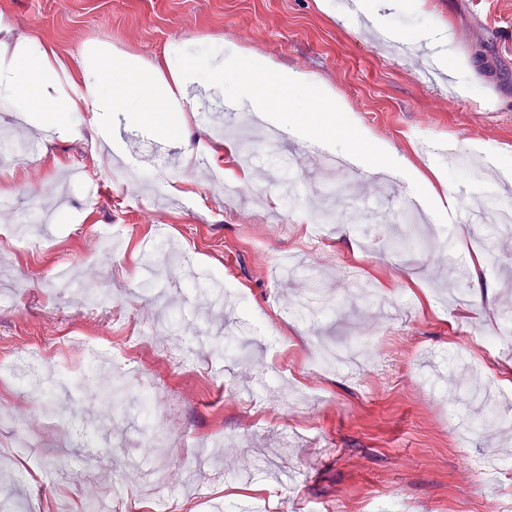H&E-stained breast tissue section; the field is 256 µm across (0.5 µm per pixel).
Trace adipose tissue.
<instances>
[{
  "label": "adipose tissue",
  "instance_id": "ef3b65f1",
  "mask_svg": "<svg viewBox=\"0 0 512 512\" xmlns=\"http://www.w3.org/2000/svg\"><path fill=\"white\" fill-rule=\"evenodd\" d=\"M356 9L371 27L387 31L396 42L417 44L447 33L445 24L437 18L431 19L427 29L418 34L391 29L374 0H357ZM195 73L206 75L210 83L223 87L225 99L248 100L261 120L295 138L323 140L332 114L349 110L343 98L309 73L292 70L284 75L262 58L246 59L233 54L222 70L214 72L188 58L177 70L167 71L156 65L144 72L129 63L102 56L94 72L86 71L77 77L64 67L52 47H40L30 55L20 47L0 45V100L23 104L53 122L66 121L75 113L88 112L96 117L120 112L129 124L168 135V125L154 122L153 116L169 111L173 87L183 86L188 76ZM278 92L284 93L290 102L307 107L310 117L298 124L272 113L270 105ZM339 148L349 154L367 150L369 155L383 160L385 169L405 174L427 200H438L441 190L447 187L444 168L432 166L421 170L361 126H354L351 140L340 143Z\"/></svg>",
  "mask_w": 512,
  "mask_h": 512
}]
</instances>
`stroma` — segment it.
Masks as SVG:
<instances>
[{
    "mask_svg": "<svg viewBox=\"0 0 512 512\" xmlns=\"http://www.w3.org/2000/svg\"><path fill=\"white\" fill-rule=\"evenodd\" d=\"M342 2L0 0V43L52 46L69 68L102 52L146 67L189 53L216 68L234 48L308 72L363 126L420 168H447L458 187L448 219L410 223L407 184L324 178L306 140L272 146L264 126L216 115L208 83L178 93L176 140L110 116L116 155L94 166L101 130L88 117L36 124L0 104V135L15 145L0 169V353L19 358L0 374V512H87L113 496L127 512H489L491 491L512 512V469L489 479L472 465L489 452L512 458V430L484 409L495 378L512 418V343L488 355L468 344L512 306V243L495 244L480 282L458 280V300L440 291L454 266L470 268L483 233L460 215L512 163V0L384 12L410 34L443 20L478 82L469 92L431 78L416 47L394 55ZM219 140L250 143L253 181L270 196L257 203L246 188L226 203L212 178L227 163ZM440 141L467 150L466 171L429 152ZM98 294L106 301L91 321L85 303ZM306 295L323 311L282 321ZM245 322L282 345L244 337L225 352ZM154 324L158 345L198 350L162 373L147 423L133 376L108 362L85 372L68 341L115 351L133 327ZM323 346L359 347L369 364L321 370L312 361ZM284 363L300 409L256 423L234 396ZM448 388L479 421L463 439L441 402ZM112 395L128 407L117 423L102 412ZM20 430L34 444L27 458L13 450ZM158 484L169 494L157 501Z\"/></svg>",
    "mask_w": 512,
    "mask_h": 512,
    "instance_id": "1",
    "label": "stroma"
}]
</instances>
